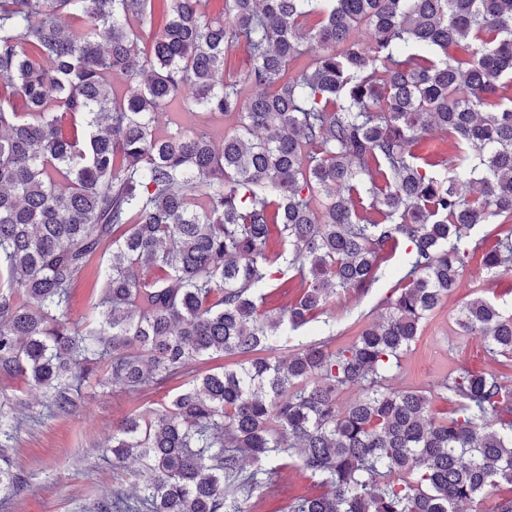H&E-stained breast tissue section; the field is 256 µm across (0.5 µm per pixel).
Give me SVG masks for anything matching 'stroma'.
I'll list each match as a JSON object with an SVG mask.
<instances>
[{
	"label": "stroma",
	"mask_w": 512,
	"mask_h": 512,
	"mask_svg": "<svg viewBox=\"0 0 512 512\" xmlns=\"http://www.w3.org/2000/svg\"><path fill=\"white\" fill-rule=\"evenodd\" d=\"M492 224H478L470 231V258L454 292L425 320L420 334L401 359V368L391 385L396 389H430L451 370L493 372L512 386V365L499 362L483 341L461 335L456 317L462 305L476 297H487L503 307L512 306V275L490 274L483 254L497 238ZM407 270L403 250L390 254L386 273L367 293H342L327 310L325 322H314L291 333L296 345L334 337L336 344L350 342L364 327L387 311L386 301L399 286ZM172 388L127 393L120 390L83 389L77 408L68 415L44 414L25 421L11 443L9 464L26 480L24 491L0 501V512H87L97 494L120 485L133 489L139 466L129 461L113 464L102 448L113 426L130 411L148 412L167 402ZM325 487L296 464L273 468L262 492L248 502L249 512H288L289 502L299 496L319 495Z\"/></svg>",
	"instance_id": "stroma-1"
}]
</instances>
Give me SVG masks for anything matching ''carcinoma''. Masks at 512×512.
I'll return each mask as SVG.
<instances>
[{"label": "carcinoma", "instance_id": "carcinoma-1", "mask_svg": "<svg viewBox=\"0 0 512 512\" xmlns=\"http://www.w3.org/2000/svg\"><path fill=\"white\" fill-rule=\"evenodd\" d=\"M213 2L0 0V377L40 389L52 416L91 384L182 380L113 429L106 452L142 479L95 512H247L262 462L294 457L329 491L289 512L483 504L512 484L497 420L512 389L461 370L437 384L459 399L439 419L427 392L388 381L457 287L471 227L512 224V0H221L218 17ZM242 42L251 65L226 78ZM174 105L234 128L217 146L175 113L157 133ZM434 132L455 140L439 171L406 151ZM401 244L409 270L381 321L279 354ZM106 255L100 295L70 318L74 282ZM483 263L512 268V232ZM287 276L298 298L266 309ZM456 325L512 361V312L477 297ZM214 357L230 362L197 371ZM27 407L0 396V457ZM23 483L0 467V494Z\"/></svg>", "mask_w": 512, "mask_h": 512}]
</instances>
